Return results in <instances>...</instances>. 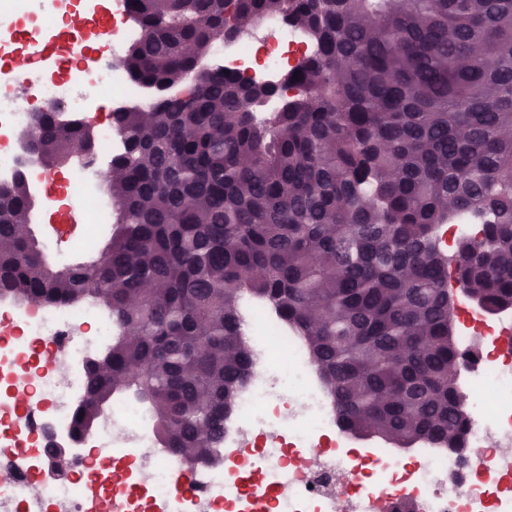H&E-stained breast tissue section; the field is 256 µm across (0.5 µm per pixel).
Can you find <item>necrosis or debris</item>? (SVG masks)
<instances>
[{"label": "necrosis or debris", "mask_w": 512, "mask_h": 512, "mask_svg": "<svg viewBox=\"0 0 512 512\" xmlns=\"http://www.w3.org/2000/svg\"><path fill=\"white\" fill-rule=\"evenodd\" d=\"M139 36L130 0H0V183L17 176L49 190L52 216L80 208L88 230L108 223L110 207L89 183L123 144L114 128H97L90 163L56 184L42 165H25L18 135L35 111L61 106L95 119L105 100L136 95L122 69ZM107 51H100L99 43ZM307 35L280 13L249 34L215 41L210 55L225 72L277 85L313 52ZM27 54V76L5 68ZM463 346H476L460 367L468 395L467 445L459 456L420 441L402 457L361 444L338 422L301 336L259 303L242 305L256 368L224 422L222 460L186 476L181 459L159 447L143 405L113 400L80 447L69 448L74 407L87 397L88 359L112 344V319L95 301L51 306L0 296V512H99L113 476L132 492L112 512H512V350L501 324L469 302L457 306ZM65 447L60 461L48 451ZM315 467H305L308 455ZM193 489L175 495L185 478Z\"/></svg>", "instance_id": "1"}]
</instances>
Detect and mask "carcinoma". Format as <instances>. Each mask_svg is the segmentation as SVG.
I'll return each instance as SVG.
<instances>
[{
	"label": "carcinoma",
	"mask_w": 512,
	"mask_h": 512,
	"mask_svg": "<svg viewBox=\"0 0 512 512\" xmlns=\"http://www.w3.org/2000/svg\"><path fill=\"white\" fill-rule=\"evenodd\" d=\"M134 2L125 73L154 97L113 113L124 150L106 245L90 262L39 260L30 186L0 185V294L112 315L74 439L131 398L160 447L220 463L251 369V298L303 337L350 433L467 447L448 274L488 312L512 311V0ZM272 12L318 46L288 73L296 96L201 66L215 39ZM75 143L95 150L62 112L25 134L51 168ZM462 217L480 236L448 253L437 231Z\"/></svg>",
	"instance_id": "carcinoma-1"
}]
</instances>
